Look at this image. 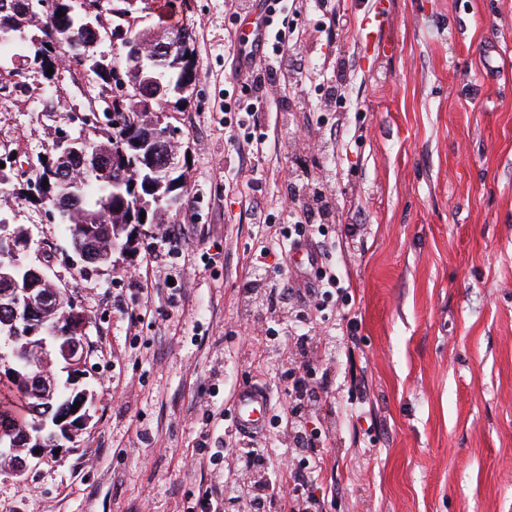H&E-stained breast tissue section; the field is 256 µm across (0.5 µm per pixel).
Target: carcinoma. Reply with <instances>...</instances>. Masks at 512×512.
<instances>
[{
  "label": "carcinoma",
  "instance_id": "cac0c4a2",
  "mask_svg": "<svg viewBox=\"0 0 512 512\" xmlns=\"http://www.w3.org/2000/svg\"><path fill=\"white\" fill-rule=\"evenodd\" d=\"M13 2L14 8L0 10V43H8L19 51L20 42L29 40L34 55H42L41 70L56 67L57 58L65 54L76 60L84 52L98 49L94 45V32L86 27L81 0H55L53 12L44 17L40 16L41 0ZM138 2L140 0H115L114 5L123 18L107 17L111 27L117 29L116 44L124 50V57H113L90 70L101 90L109 87L115 71L129 76L134 54L130 42L136 35L126 25L137 11ZM58 12L64 16H56ZM176 39L178 46L170 58L157 60L152 55L142 56L143 75L155 80L150 97L142 99L130 92L131 99L114 107L112 126L78 135V153L64 159L59 151H54L49 161L65 166L69 177L52 178L50 169L43 164L35 171V181H48L45 191L68 205V209L59 213V218L74 248L80 247L96 256L109 240L120 249L128 250L131 235L123 223L136 203L137 194H143L154 204L159 202L174 208L182 199L184 173L181 169L171 171L164 167L160 158L153 168L144 167L140 162L147 140L155 143L166 140V127L148 135L130 120L141 102L160 112L177 106L186 100L179 89L196 83L198 66L193 39L184 29L176 30ZM21 325L22 319L14 318L11 309L0 300V343L10 349L17 347L16 330ZM40 374L38 369L24 370L17 359L10 369H0V430L30 428L34 436L41 437L45 446L52 449L58 447L53 440L56 420L68 413L71 392L64 386L50 398H38L29 380Z\"/></svg>",
  "mask_w": 512,
  "mask_h": 512
}]
</instances>
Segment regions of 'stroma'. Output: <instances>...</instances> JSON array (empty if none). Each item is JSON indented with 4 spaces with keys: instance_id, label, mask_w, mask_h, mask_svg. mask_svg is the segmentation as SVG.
<instances>
[{
    "instance_id": "stroma-1",
    "label": "stroma",
    "mask_w": 512,
    "mask_h": 512,
    "mask_svg": "<svg viewBox=\"0 0 512 512\" xmlns=\"http://www.w3.org/2000/svg\"><path fill=\"white\" fill-rule=\"evenodd\" d=\"M199 80L168 110L191 161L170 214L181 240L141 228L133 251L83 267L58 220L22 189L91 86L67 64L54 82L25 66L24 92L0 95V160L14 191L0 213L40 246L28 260L89 321L86 429L23 478L0 467V512H200L213 481L197 454L234 468L224 434L237 390L278 379L294 343L267 341L293 308L281 285L336 274L349 308H332L312 343L305 420L323 469L304 477L326 512H512V0H344L346 29L297 16L285 46L296 80L268 89L264 143L237 154L225 129L244 43L224 0H178ZM304 133L286 140L289 123ZM330 204L314 264L271 254L250 266L275 223L305 209L294 180Z\"/></svg>"
}]
</instances>
